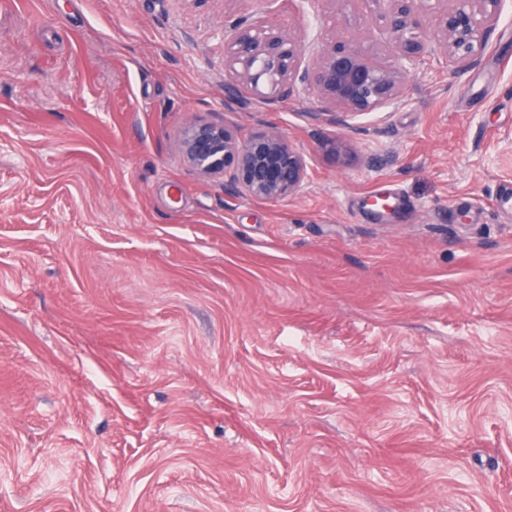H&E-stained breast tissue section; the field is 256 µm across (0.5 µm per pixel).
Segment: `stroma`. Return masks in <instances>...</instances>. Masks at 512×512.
Instances as JSON below:
<instances>
[{
	"label": "stroma",
	"instance_id": "35a3bbf8",
	"mask_svg": "<svg viewBox=\"0 0 512 512\" xmlns=\"http://www.w3.org/2000/svg\"><path fill=\"white\" fill-rule=\"evenodd\" d=\"M350 10L0 0V512H512V0L382 111L225 108L230 21L386 40ZM196 120L306 185L226 193ZM180 150L200 176H224L226 189L256 200L295 195L308 176L304 154L272 129L242 138L225 124L194 121L181 134Z\"/></svg>",
	"mask_w": 512,
	"mask_h": 512
}]
</instances>
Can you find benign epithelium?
Masks as SVG:
<instances>
[{
    "label": "benign epithelium",
    "instance_id": "obj_1",
    "mask_svg": "<svg viewBox=\"0 0 512 512\" xmlns=\"http://www.w3.org/2000/svg\"><path fill=\"white\" fill-rule=\"evenodd\" d=\"M385 44L330 41L311 63L296 31L288 33L237 21L224 29L225 106L238 90L269 103H282L300 83L313 91L326 114L379 112L396 102L417 63L441 56L455 73L479 63L503 0H367ZM180 150L202 177H224V187L256 200L275 202L299 192L306 182L304 154L269 129L242 138L227 125L194 121L182 132Z\"/></svg>",
    "mask_w": 512,
    "mask_h": 512
}]
</instances>
